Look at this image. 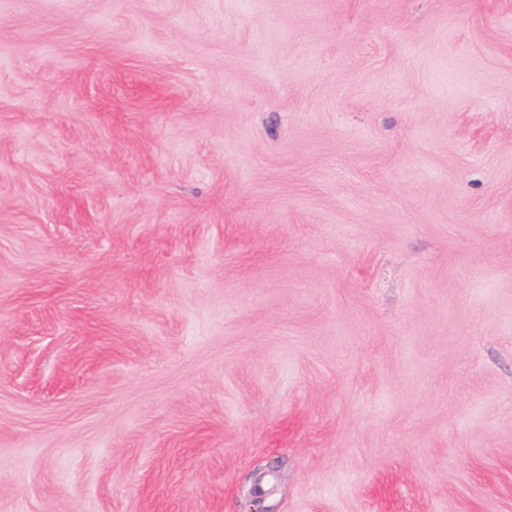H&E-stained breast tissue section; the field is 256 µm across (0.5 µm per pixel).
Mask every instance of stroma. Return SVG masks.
Here are the masks:
<instances>
[{"instance_id": "35a3bbf8", "label": "stroma", "mask_w": 512, "mask_h": 512, "mask_svg": "<svg viewBox=\"0 0 512 512\" xmlns=\"http://www.w3.org/2000/svg\"><path fill=\"white\" fill-rule=\"evenodd\" d=\"M0 512H512V0H0Z\"/></svg>"}]
</instances>
